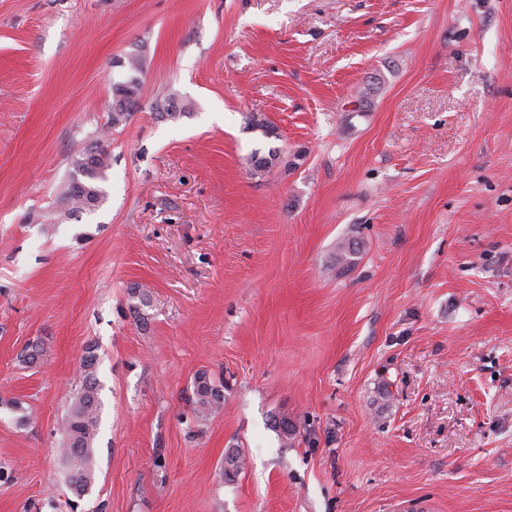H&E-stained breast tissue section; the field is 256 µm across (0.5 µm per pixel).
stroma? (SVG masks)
I'll return each mask as SVG.
<instances>
[{
  "instance_id": "stroma-1",
  "label": "stroma",
  "mask_w": 512,
  "mask_h": 512,
  "mask_svg": "<svg viewBox=\"0 0 512 512\" xmlns=\"http://www.w3.org/2000/svg\"><path fill=\"white\" fill-rule=\"evenodd\" d=\"M97 139L105 199L64 218ZM88 346L76 512H512V0H0V512L69 497ZM124 69L122 79L112 83L110 124L114 127L126 123L133 112L137 110L144 82V70L139 58L131 57L128 59ZM97 360L95 350L86 348L80 359L79 385L73 392L64 420V477L70 490L78 497L91 489L95 477L93 443L102 409L96 379ZM223 384H215L206 373H199L194 381V415L198 421H206L224 403Z\"/></svg>"
}]
</instances>
